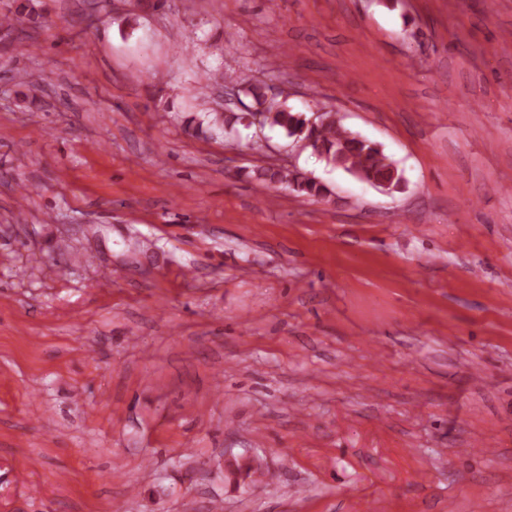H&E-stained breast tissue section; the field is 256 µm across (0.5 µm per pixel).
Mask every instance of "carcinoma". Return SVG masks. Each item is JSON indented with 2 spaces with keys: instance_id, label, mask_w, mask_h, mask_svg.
<instances>
[{
  "instance_id": "obj_1",
  "label": "carcinoma",
  "mask_w": 512,
  "mask_h": 512,
  "mask_svg": "<svg viewBox=\"0 0 512 512\" xmlns=\"http://www.w3.org/2000/svg\"><path fill=\"white\" fill-rule=\"evenodd\" d=\"M255 107L250 115L260 118L261 126L278 127L287 137L299 141L309 139L313 150L327 164L347 172H358L364 181L378 186L388 184V190L401 188L403 176L395 162L384 152L381 146L366 138L357 137L349 132L336 115L327 112L315 126H309V120L300 112L290 110L285 104H276L255 88L250 89ZM256 180L268 183L289 184L294 189L311 196H322L326 188L314 179L299 173H285L272 168H260L254 171Z\"/></svg>"
}]
</instances>
